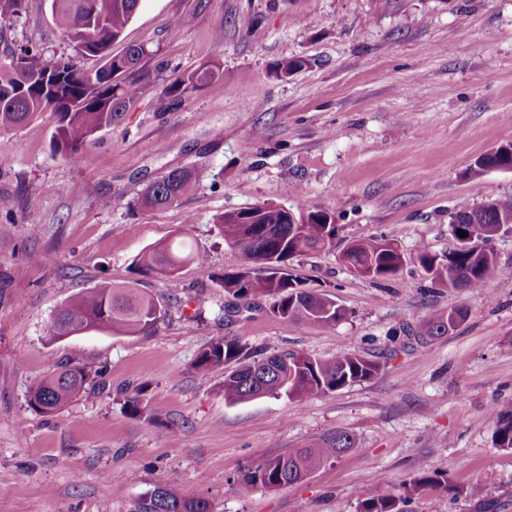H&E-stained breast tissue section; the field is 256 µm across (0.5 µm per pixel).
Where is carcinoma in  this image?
Returning <instances> with one entry per match:
<instances>
[{"label":"carcinoma","instance_id":"carcinoma-1","mask_svg":"<svg viewBox=\"0 0 512 512\" xmlns=\"http://www.w3.org/2000/svg\"><path fill=\"white\" fill-rule=\"evenodd\" d=\"M25 0H0V20L21 14ZM140 0H51L53 16L73 49L97 57L102 66L83 71L71 59L46 57L34 48H21L18 57L0 64V132H9L31 118L50 112L57 118L52 148L76 162L86 145L102 129L121 116L130 99L139 91V65L146 55L141 47H130L121 55L112 54V44L123 33L139 7ZM306 61L291 58L276 63L279 78L301 70ZM218 76V71L203 66L178 78L166 88L168 107L182 96ZM512 168V154L497 152L480 156L469 168L471 180L489 168ZM195 187L188 169H174L149 184L134 203L137 209L169 207L190 194ZM294 214L302 223L294 224L288 208L263 204L221 214L215 224L224 241L238 250L243 264L234 271L215 275L216 283L233 299L250 304L262 297L271 300L270 313L279 318L334 326L345 315L327 293L304 287L288 272L290 261L300 255L329 249L336 236V224L323 211H308L298 204ZM512 228V198L488 200L475 209L456 213L451 232L468 233L472 249L452 248L445 255L422 251L419 262L432 280L448 288L480 289L499 275L495 258L478 250L487 246L500 232ZM352 273L384 280L395 276L405 256L399 246L369 237L350 244L341 255ZM142 270L167 277L176 276L188 264L203 268L207 255L181 239L160 244L146 251L139 260ZM166 312L153 298L129 285L104 282L64 304L55 314L49 335L53 340L89 332L110 335L149 336ZM466 318L462 307L433 313L424 323L420 337L432 339L448 335ZM242 346L235 339L212 338L200 350L195 370L208 376L213 370L233 362L236 369L224 375V401L249 402L266 396L285 395L303 403L338 391L352 383L372 378L379 364L354 351H342L331 359H318L303 353H288L243 360ZM92 372L70 364L56 367L29 390L28 407L51 416L73 401L94 395ZM495 440L499 447L512 449V407L491 410ZM349 434L338 432L320 445L297 448L276 458L257 454L255 464L243 475L253 488L277 489L305 479L315 469L336 459L353 447ZM448 481L447 473L436 470L429 476L411 481L405 493L390 490L362 504L359 512H405L409 499L438 481ZM138 512H209L203 498L181 496L171 479L145 494Z\"/></svg>","mask_w":512,"mask_h":512}]
</instances>
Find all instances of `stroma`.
<instances>
[{"instance_id": "obj_1", "label": "stroma", "mask_w": 512, "mask_h": 512, "mask_svg": "<svg viewBox=\"0 0 512 512\" xmlns=\"http://www.w3.org/2000/svg\"><path fill=\"white\" fill-rule=\"evenodd\" d=\"M133 45L150 53L140 92L79 162L53 154L51 114L0 135L10 156L0 172V512H134L172 478L211 512H358L437 469L455 493L428 486L409 512H512V449L495 445L490 417L512 404V232L493 243L500 275L478 290L441 287L418 260L453 246V214L512 196V170L465 177L512 142V0H141L112 51ZM13 46L100 66L75 54L50 0H25L0 21V52ZM285 58L306 65L280 80L272 69ZM213 63L218 77L166 110V86ZM176 168L194 173L192 194L134 209ZM299 199L338 233L289 271L333 295L345 317L332 327L259 309L225 317L214 276L241 258L215 217ZM368 236L400 244L395 277H357L340 263ZM181 237L208 254L207 267L174 282L140 274L146 249ZM104 281L165 306L155 333L51 341L57 309ZM454 306L467 312L454 332L415 340ZM224 336L250 356L350 349L380 369L303 404H229L223 369L203 378L194 368L204 343ZM66 362L103 369V392L51 417L31 410L29 388ZM135 393L147 405L138 415L124 407ZM339 431L353 448L305 480L241 482L256 452L278 457Z\"/></svg>"}]
</instances>
